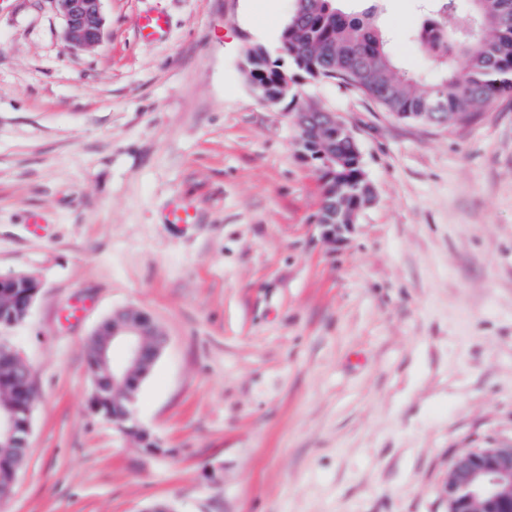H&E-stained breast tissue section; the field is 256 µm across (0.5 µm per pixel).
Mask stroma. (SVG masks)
Wrapping results in <instances>:
<instances>
[{
	"instance_id": "35a3bbf8",
	"label": "stroma",
	"mask_w": 512,
	"mask_h": 512,
	"mask_svg": "<svg viewBox=\"0 0 512 512\" xmlns=\"http://www.w3.org/2000/svg\"><path fill=\"white\" fill-rule=\"evenodd\" d=\"M292 6L105 0L88 49L52 0L0 10V273L41 284L10 334L34 392L0 512H448L452 459L512 442V96L449 127L309 77L263 102L244 51ZM380 9L400 65L433 75L420 0ZM149 11L168 26L146 42ZM309 106L374 187L341 241L297 154ZM176 197L196 223H168ZM129 306L169 338L135 399L157 455L89 402L85 342Z\"/></svg>"
}]
</instances>
